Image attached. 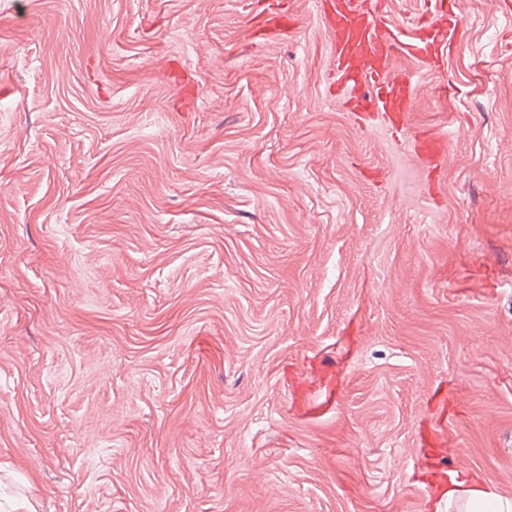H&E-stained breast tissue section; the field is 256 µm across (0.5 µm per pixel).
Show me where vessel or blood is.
<instances>
[{
  "label": "vessel or blood",
  "mask_w": 512,
  "mask_h": 512,
  "mask_svg": "<svg viewBox=\"0 0 512 512\" xmlns=\"http://www.w3.org/2000/svg\"><path fill=\"white\" fill-rule=\"evenodd\" d=\"M331 34L334 94L350 112L411 111L414 83L394 62L411 56L442 71L454 41L465 34L459 0H428L409 32L389 16L386 0H318Z\"/></svg>",
  "instance_id": "obj_1"
}]
</instances>
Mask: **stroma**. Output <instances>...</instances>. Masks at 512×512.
I'll return each mask as SVG.
<instances>
[{
    "mask_svg": "<svg viewBox=\"0 0 512 512\" xmlns=\"http://www.w3.org/2000/svg\"><path fill=\"white\" fill-rule=\"evenodd\" d=\"M251 2L0 0V512L512 498V11L393 126Z\"/></svg>",
    "mask_w": 512,
    "mask_h": 512,
    "instance_id": "obj_1",
    "label": "stroma"
}]
</instances>
